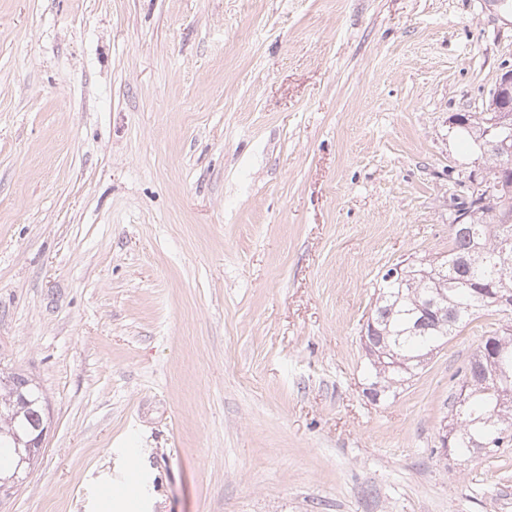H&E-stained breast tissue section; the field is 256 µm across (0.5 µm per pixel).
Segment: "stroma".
I'll return each instance as SVG.
<instances>
[{"instance_id": "stroma-1", "label": "stroma", "mask_w": 512, "mask_h": 512, "mask_svg": "<svg viewBox=\"0 0 512 512\" xmlns=\"http://www.w3.org/2000/svg\"><path fill=\"white\" fill-rule=\"evenodd\" d=\"M506 60L512 0H0V369L51 414L0 512H512V447L438 450L490 317L376 402L361 340Z\"/></svg>"}]
</instances>
